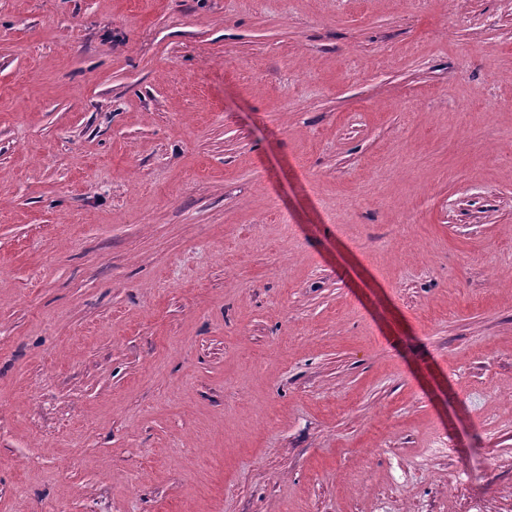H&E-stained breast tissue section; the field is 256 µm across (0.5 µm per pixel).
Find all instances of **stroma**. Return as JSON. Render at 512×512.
I'll return each mask as SVG.
<instances>
[{"mask_svg": "<svg viewBox=\"0 0 512 512\" xmlns=\"http://www.w3.org/2000/svg\"><path fill=\"white\" fill-rule=\"evenodd\" d=\"M0 512H512V0H0Z\"/></svg>", "mask_w": 512, "mask_h": 512, "instance_id": "1", "label": "stroma"}]
</instances>
